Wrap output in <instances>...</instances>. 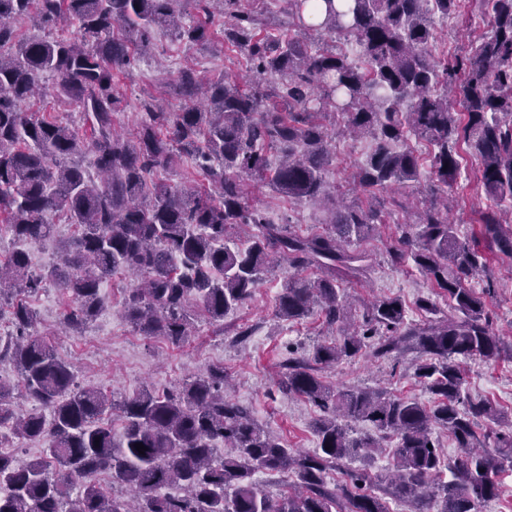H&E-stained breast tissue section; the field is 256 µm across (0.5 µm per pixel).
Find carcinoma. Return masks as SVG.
<instances>
[{
	"instance_id": "cac0c4a2",
	"label": "carcinoma",
	"mask_w": 512,
	"mask_h": 512,
	"mask_svg": "<svg viewBox=\"0 0 512 512\" xmlns=\"http://www.w3.org/2000/svg\"><path fill=\"white\" fill-rule=\"evenodd\" d=\"M263 2L0 0V223L25 243L53 234L50 213L79 227L59 267L36 274L24 250L0 262V297L36 294L51 281L68 298L62 330L81 336L105 307L102 283L131 273L125 318L140 335L178 346L193 334L192 307L224 326V316L263 283L270 262L282 259L294 274L277 296L276 316L293 322L318 310L339 327L334 341L288 361L276 383L320 410L317 448L295 452L257 426L248 408L226 398L222 368L119 402L81 387L19 300L10 312L15 334L0 337V364L18 372L31 409L16 411L12 388L0 381V429L45 448L23 466L0 453V512H390L389 499L411 502L415 512H429L434 500L439 512H480L479 504L501 496L497 475L512 467V427L503 432L497 405L466 393L460 361L501 355L486 311L494 288L489 282L480 293L471 279L494 251L512 256V0H481L489 31L449 60L431 54L434 24L460 16L461 0H323L312 5L324 8L316 25L304 19L308 0H281L286 29L269 26ZM185 3L192 25L182 21ZM24 19L72 35L20 38L12 22ZM160 31L188 46L220 41L240 51L253 80L210 75L187 61L170 73L181 109L170 112L144 95L129 137L114 124L125 103L120 76ZM313 32L346 41L357 55L320 45ZM44 74L52 85L41 82ZM47 95L83 113L90 135L18 108ZM338 136L371 140L353 174L370 196L426 175L428 198L393 200L408 219L386 257L394 267L413 263L452 314L420 298L413 309L425 322L412 324L409 306L384 297L369 304L362 323L345 328L343 285L371 268L362 245L385 223L382 211L340 201L320 230L300 235L250 202L246 179L290 201L326 194ZM411 137L426 153L406 144ZM463 146L479 160L478 181L494 202L477 212L466 237L448 209V191L463 189ZM187 158L191 184L153 181L157 169ZM236 228L248 234L231 247ZM373 336L379 342L369 343ZM410 348L420 354L414 376L432 395L430 405L384 389L341 390L317 372L368 350L384 358ZM349 421L375 433L354 437ZM436 425L462 448L460 458H444ZM219 443L234 454L216 455ZM389 444L394 463L385 476L342 467ZM261 471L287 472L295 482L274 497L257 485ZM446 471L452 480H442ZM101 472L129 495L89 482ZM333 472L339 480L330 488Z\"/></svg>"
}]
</instances>
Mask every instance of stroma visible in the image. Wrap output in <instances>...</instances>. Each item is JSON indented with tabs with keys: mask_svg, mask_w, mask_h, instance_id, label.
Returning <instances> with one entry per match:
<instances>
[{
	"mask_svg": "<svg viewBox=\"0 0 512 512\" xmlns=\"http://www.w3.org/2000/svg\"><path fill=\"white\" fill-rule=\"evenodd\" d=\"M155 43V51L140 56L129 75L120 81L127 107L116 114L115 124L122 131L133 132L143 91L164 98L171 111L180 109L166 72L176 69L185 58H194L200 69L212 74L225 70L239 73L245 69V61L239 53L224 50L219 45L198 50L161 35L156 37ZM367 146L364 139L334 143L335 155L326 179L344 198L355 196L350 174L354 166L365 159ZM477 170L474 157L463 153L459 182L466 185L467 191L451 216L464 235L468 234L477 211L489 203L477 182ZM251 198L273 222L291 218L294 229L302 234L320 228L324 201L291 203L272 187L260 184L252 185ZM376 206L384 211L386 223L381 235L367 241L366 247L377 253L378 258L368 278L347 289L348 312L355 321L361 318L365 305L377 297L397 296L411 304L419 298L436 295L430 281L414 265L395 268L387 263L382 255V238L395 231V223L402 214L387 194L380 196ZM48 220L57 226L54 238L28 247L32 265L38 270L58 262L62 247L68 244L75 231L61 215H49ZM288 275L289 269L285 266L272 270L253 297L225 317L223 333H216L214 326L202 318L194 336L179 347L160 338L146 339L133 330L121 312L123 290L129 283L123 276L103 284L105 307L82 336L58 330L65 307L61 289L47 285L32 298L31 304L41 324L49 331L58 356L71 365L79 384L131 397L144 386L168 389L208 368L220 367L229 379L227 395L230 399L249 408L255 422L277 433L288 448L309 451L317 446L313 424L320 412L308 402L279 393L274 379L288 360L308 356L317 343L327 340L328 330L318 315L293 323L275 317L276 296ZM488 275L496 293L489 300L487 310L494 329L504 340L503 351L496 362L467 360L463 368L469 393L491 399L512 419V258L494 253ZM246 327L251 330L247 336L242 333ZM418 357L413 349L391 358L357 357L340 362L336 368L325 371L324 376L332 384L348 389L384 387L394 394L426 403L430 395L413 376V365Z\"/></svg>",
	"mask_w": 512,
	"mask_h": 512,
	"instance_id": "35a3bbf8",
	"label": "stroma"
}]
</instances>
